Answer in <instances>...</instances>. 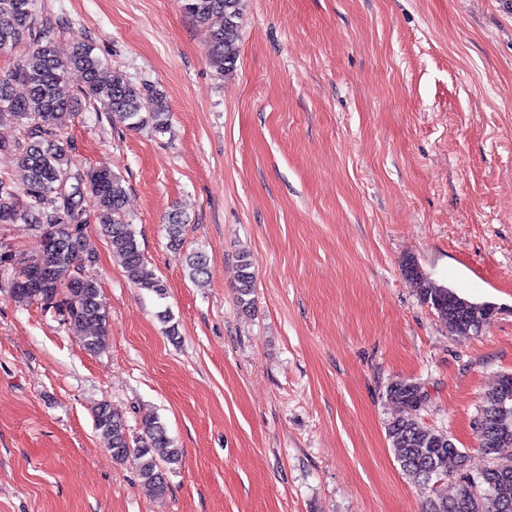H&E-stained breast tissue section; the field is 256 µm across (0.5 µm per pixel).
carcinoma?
Segmentation results:
<instances>
[{
	"instance_id": "carcinoma-1",
	"label": "carcinoma",
	"mask_w": 512,
	"mask_h": 512,
	"mask_svg": "<svg viewBox=\"0 0 512 512\" xmlns=\"http://www.w3.org/2000/svg\"><path fill=\"white\" fill-rule=\"evenodd\" d=\"M183 12L199 25L220 20L212 31L207 50L210 65L220 75L232 73L239 57L241 21L245 0H180ZM57 25L37 21L35 0H0V50H11L29 35L28 47L16 67L0 73V119L10 118L22 126V140L5 146L24 171L20 187L0 177V224H28L40 233L42 250L20 270H13L12 255L0 252V273L11 276V292L19 300L56 309L68 323L84 329V349L95 354L105 346L108 315L100 298L96 279L88 273L95 256L86 251L84 232L89 217L83 205L85 192L96 198L98 223L106 233L112 255L139 288L166 295L163 280L149 269L133 225L125 216L127 190L120 177L106 168L84 170L74 162L73 144L64 140L63 130L77 102L62 93L71 70L83 75L81 96L99 103L113 119L130 129L149 127L157 134L169 128L170 110L166 95L156 85L136 84L112 69L86 44L77 45L63 61L54 51ZM27 93L12 95L14 83ZM182 212L169 214L167 233L170 246L180 247L185 224ZM240 274L236 287L239 304L251 307L254 274L247 253L238 256ZM190 278L202 283L208 275L206 259L199 254L186 257ZM57 275L34 287L40 271ZM420 298L430 305L448 329L461 337L478 333L490 320L494 307L471 302L423 274L415 261L405 268ZM488 393L476 420L479 446L491 459L478 475L467 473V455L456 447L450 435L423 427L413 413L423 409L428 395L422 383L398 379L386 388L388 400L404 410L387 425V437L401 471L412 479L429 483L448 473L455 463L459 480L454 494L430 499L425 512H512V406L503 408V382ZM95 429L109 443L112 458L133 462L141 483L156 497L168 492L163 467L177 464L181 452L175 448L165 425L156 416L140 422L136 444H131L122 412L107 402L93 408Z\"/></svg>"
}]
</instances>
